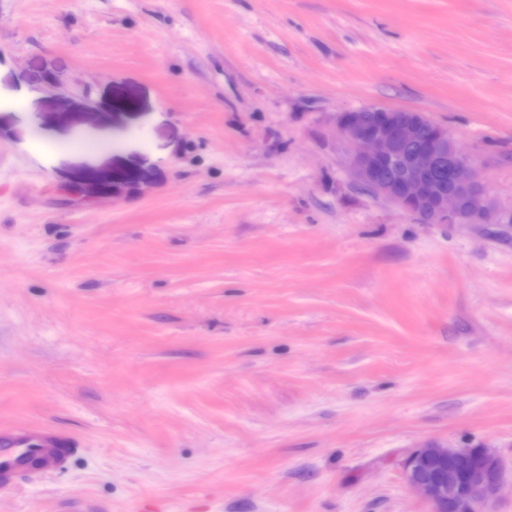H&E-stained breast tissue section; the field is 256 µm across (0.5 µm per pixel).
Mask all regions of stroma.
<instances>
[{"mask_svg":"<svg viewBox=\"0 0 512 512\" xmlns=\"http://www.w3.org/2000/svg\"><path fill=\"white\" fill-rule=\"evenodd\" d=\"M425 113L497 210L355 186L339 113ZM0 425L74 439L0 512H512V0H0ZM430 463L441 465L434 475L427 472ZM405 473L430 512H481L480 505L497 493L501 482V465L486 448H416L406 459Z\"/></svg>","mask_w":512,"mask_h":512,"instance_id":"1","label":"stroma"}]
</instances>
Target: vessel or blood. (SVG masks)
<instances>
[{"label": "vessel or blood", "mask_w": 512, "mask_h": 512, "mask_svg": "<svg viewBox=\"0 0 512 512\" xmlns=\"http://www.w3.org/2000/svg\"><path fill=\"white\" fill-rule=\"evenodd\" d=\"M74 448L71 438L25 428L0 429V486L10 485L32 470L64 468Z\"/></svg>", "instance_id": "obj_1"}]
</instances>
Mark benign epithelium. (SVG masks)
Returning a JSON list of instances; mask_svg holds the SVG:
<instances>
[{
    "label": "benign epithelium",
    "mask_w": 512,
    "mask_h": 512,
    "mask_svg": "<svg viewBox=\"0 0 512 512\" xmlns=\"http://www.w3.org/2000/svg\"><path fill=\"white\" fill-rule=\"evenodd\" d=\"M335 125L351 147L356 186L422 224L487 222L491 207L472 165L425 113L371 105L339 113ZM405 473L430 512H481L501 482V465L487 448H416Z\"/></svg>",
    "instance_id": "benign-epithelium-1"
}]
</instances>
